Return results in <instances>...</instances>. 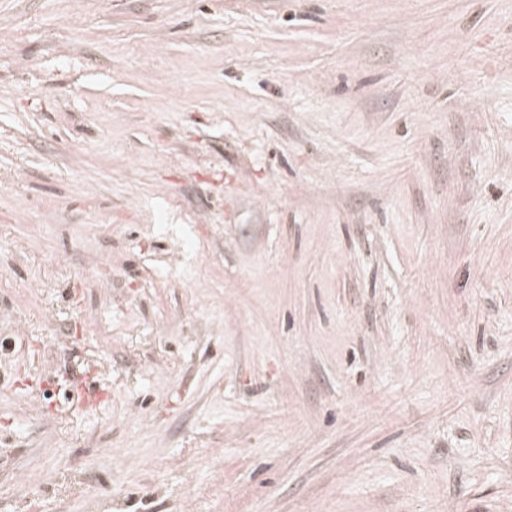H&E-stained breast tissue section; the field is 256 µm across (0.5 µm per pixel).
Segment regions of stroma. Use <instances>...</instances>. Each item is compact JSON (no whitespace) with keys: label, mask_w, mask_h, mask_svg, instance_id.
Listing matches in <instances>:
<instances>
[{"label":"stroma","mask_w":512,"mask_h":512,"mask_svg":"<svg viewBox=\"0 0 512 512\" xmlns=\"http://www.w3.org/2000/svg\"><path fill=\"white\" fill-rule=\"evenodd\" d=\"M0 512H512V0H0Z\"/></svg>","instance_id":"35a3bbf8"}]
</instances>
